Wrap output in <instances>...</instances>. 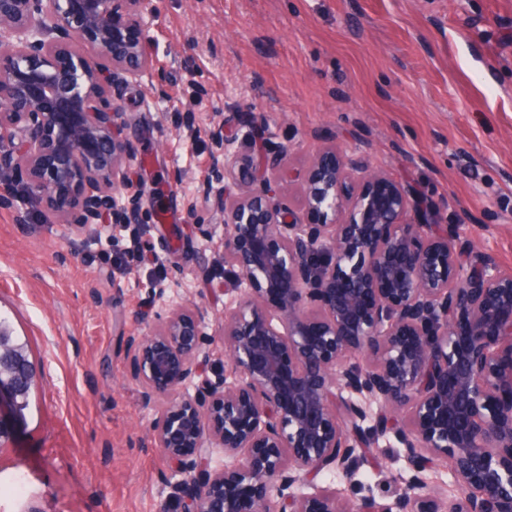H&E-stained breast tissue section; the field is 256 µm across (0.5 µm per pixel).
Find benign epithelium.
I'll return each instance as SVG.
<instances>
[{
	"label": "benign epithelium",
	"instance_id": "benign-epithelium-1",
	"mask_svg": "<svg viewBox=\"0 0 512 512\" xmlns=\"http://www.w3.org/2000/svg\"><path fill=\"white\" fill-rule=\"evenodd\" d=\"M152 8L0 0V179L58 224L77 193L80 223L110 215L151 235L109 87L154 75ZM212 141L225 178L264 175L248 195L204 182L188 200L224 217V371L188 390L206 359L188 306L127 343L179 512H512V272L470 239L403 223L404 191L333 148L292 174L286 146L240 164L222 129ZM296 183L301 212L276 207ZM389 435L411 472L392 500L295 492L330 468L353 479L357 449ZM442 459L450 499L427 478Z\"/></svg>",
	"mask_w": 512,
	"mask_h": 512
}]
</instances>
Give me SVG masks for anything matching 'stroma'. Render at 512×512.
Instances as JSON below:
<instances>
[{"instance_id":"1","label":"stroma","mask_w":512,"mask_h":512,"mask_svg":"<svg viewBox=\"0 0 512 512\" xmlns=\"http://www.w3.org/2000/svg\"><path fill=\"white\" fill-rule=\"evenodd\" d=\"M150 77L112 82L148 173L140 209L153 230L133 244L121 225L50 224L45 206H0V317L36 371L23 420L0 438V512H159L167 467L154 408L133 378L128 337L169 308H197L205 377L224 368L222 278L205 269L224 235L198 185L224 184L210 133L245 151L258 124L295 171L333 146L383 170L408 193L406 222L459 218L462 237L512 271V0H155ZM180 186L156 192L169 169ZM168 276L164 294L153 283ZM401 449L381 442L354 480L321 472L344 498L403 488Z\"/></svg>"}]
</instances>
